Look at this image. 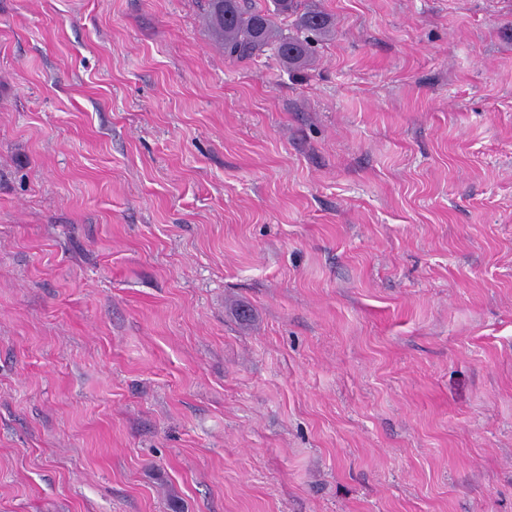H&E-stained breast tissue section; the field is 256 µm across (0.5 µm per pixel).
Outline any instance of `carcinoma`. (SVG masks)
Instances as JSON below:
<instances>
[{"mask_svg": "<svg viewBox=\"0 0 512 512\" xmlns=\"http://www.w3.org/2000/svg\"><path fill=\"white\" fill-rule=\"evenodd\" d=\"M294 15L300 31L320 34L331 27L322 11L307 7L299 10L298 0H272V7L256 5L253 0H210L209 22L223 38L224 51L244 60L269 44L289 62L299 63L308 53L309 39L282 34L274 23L279 15Z\"/></svg>", "mask_w": 512, "mask_h": 512, "instance_id": "cac0c4a2", "label": "carcinoma"}]
</instances>
